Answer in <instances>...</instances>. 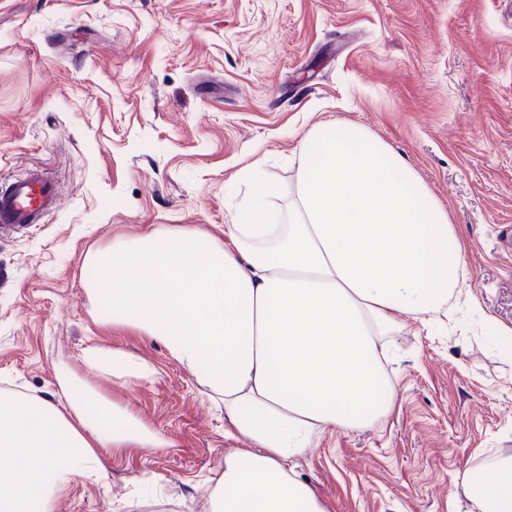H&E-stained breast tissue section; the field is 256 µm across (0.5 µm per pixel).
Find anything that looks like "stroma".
Masks as SVG:
<instances>
[{"mask_svg": "<svg viewBox=\"0 0 512 512\" xmlns=\"http://www.w3.org/2000/svg\"><path fill=\"white\" fill-rule=\"evenodd\" d=\"M366 127L413 165L466 247L451 318L386 341L394 394L328 431L296 473L327 512H468L462 474L512 466V0H0V183L57 184L43 223L0 234V389L57 399L73 371L165 441L103 449L56 512H211L224 410L166 346L88 291L114 238H223L260 164L284 208L306 130ZM91 344L153 365L124 381Z\"/></svg>", "mask_w": 512, "mask_h": 512, "instance_id": "35a3bbf8", "label": "stroma"}]
</instances>
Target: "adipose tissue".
Returning <instances> with one entry per match:
<instances>
[{
	"label": "adipose tissue",
	"mask_w": 512,
	"mask_h": 512,
	"mask_svg": "<svg viewBox=\"0 0 512 512\" xmlns=\"http://www.w3.org/2000/svg\"><path fill=\"white\" fill-rule=\"evenodd\" d=\"M286 210L255 179L223 240L162 227L95 254L112 311L163 341L223 403L230 434L257 447L224 458L212 512H327L290 466L313 437L357 431L389 409L383 336L435 320L459 285L463 246L404 156L367 128L323 121L306 135ZM113 377L149 378L142 359L87 348ZM59 400L0 390V512H54L105 448H158L132 413L89 396L70 372ZM478 512H512V467Z\"/></svg>",
	"instance_id": "1"
}]
</instances>
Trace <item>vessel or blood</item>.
Returning <instances> with one entry per match:
<instances>
[{"label":"vessel or blood","instance_id":"b4317fda","mask_svg":"<svg viewBox=\"0 0 512 512\" xmlns=\"http://www.w3.org/2000/svg\"><path fill=\"white\" fill-rule=\"evenodd\" d=\"M58 191L48 176L29 173L0 187V232H13L39 223L55 210Z\"/></svg>","mask_w":512,"mask_h":512}]
</instances>
